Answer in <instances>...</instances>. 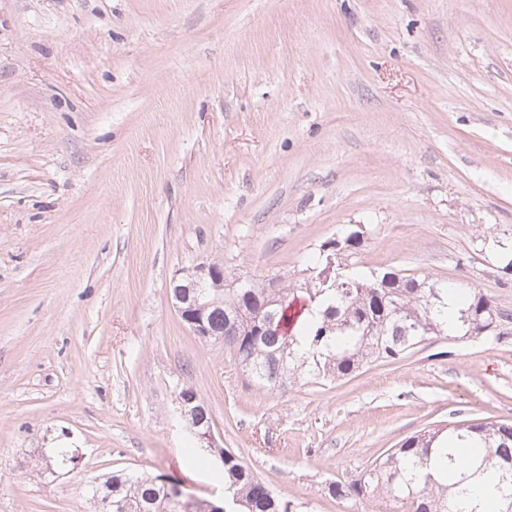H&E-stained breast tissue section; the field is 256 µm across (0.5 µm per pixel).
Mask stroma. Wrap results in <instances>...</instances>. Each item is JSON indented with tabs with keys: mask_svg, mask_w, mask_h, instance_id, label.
Instances as JSON below:
<instances>
[{
	"mask_svg": "<svg viewBox=\"0 0 512 512\" xmlns=\"http://www.w3.org/2000/svg\"><path fill=\"white\" fill-rule=\"evenodd\" d=\"M349 229L499 329L266 392L169 296L200 261L295 284ZM511 242L512 0H0V512H92L119 473L221 501L184 388L296 512H408L328 488L512 423ZM57 443L78 464L46 470Z\"/></svg>",
	"mask_w": 512,
	"mask_h": 512,
	"instance_id": "stroma-1",
	"label": "stroma"
}]
</instances>
